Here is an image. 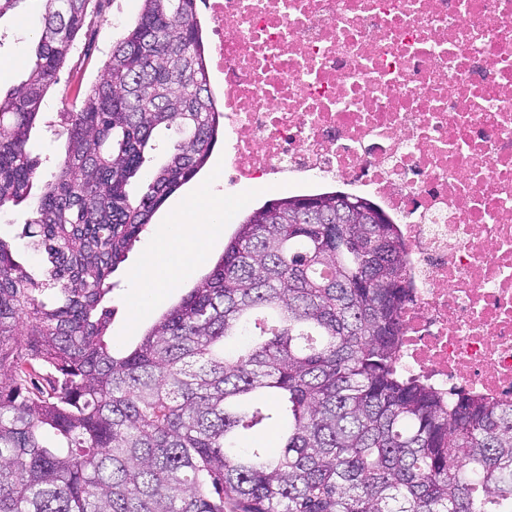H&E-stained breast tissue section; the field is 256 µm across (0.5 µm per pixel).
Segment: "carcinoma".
<instances>
[{
  "label": "carcinoma",
  "instance_id": "cac0c4a2",
  "mask_svg": "<svg viewBox=\"0 0 512 512\" xmlns=\"http://www.w3.org/2000/svg\"><path fill=\"white\" fill-rule=\"evenodd\" d=\"M40 2L30 71L0 93V208L30 203L41 257L36 277L0 237V512H512V409L397 366L406 248L368 198L267 201L139 344L110 347L112 274L224 113L197 0H142L37 182L31 132L101 7ZM174 124L183 139L132 194Z\"/></svg>",
  "mask_w": 512,
  "mask_h": 512
}]
</instances>
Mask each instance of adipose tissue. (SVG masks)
Returning a JSON list of instances; mask_svg holds the SVG:
<instances>
[{
	"label": "adipose tissue",
	"instance_id": "obj_1",
	"mask_svg": "<svg viewBox=\"0 0 512 512\" xmlns=\"http://www.w3.org/2000/svg\"><path fill=\"white\" fill-rule=\"evenodd\" d=\"M189 211L204 210L209 222L198 224H168L159 234L149 259L138 269L136 283L144 298L158 297L173 287L185 266L190 265L194 252L210 238L216 224L214 218L224 211V203L203 196L192 198Z\"/></svg>",
	"mask_w": 512,
	"mask_h": 512
}]
</instances>
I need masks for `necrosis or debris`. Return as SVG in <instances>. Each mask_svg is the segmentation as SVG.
<instances>
[{
  "label": "necrosis or debris",
  "mask_w": 512,
  "mask_h": 512,
  "mask_svg": "<svg viewBox=\"0 0 512 512\" xmlns=\"http://www.w3.org/2000/svg\"><path fill=\"white\" fill-rule=\"evenodd\" d=\"M225 194H368L413 282L397 362L512 407V0H205Z\"/></svg>",
  "instance_id": "obj_1"
}]
</instances>
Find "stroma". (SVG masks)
<instances>
[{"instance_id":"stroma-1","label":"stroma","mask_w":512,"mask_h":512,"mask_svg":"<svg viewBox=\"0 0 512 512\" xmlns=\"http://www.w3.org/2000/svg\"><path fill=\"white\" fill-rule=\"evenodd\" d=\"M142 0H103L102 8L90 11L83 31L59 74L57 85L47 93L41 122L31 134L32 154L39 161L38 173L49 177L56 171L66 148L62 114L78 104L83 95L101 78L113 47L138 18ZM40 27V16L32 0H20L18 6L0 18V88L9 89L25 77L32 60V48ZM206 194L224 196V147L216 145L207 163L188 184L174 193L158 210L147 235L130 251L127 260L113 274L112 305L115 314L108 341L117 349L135 345L146 328L162 312L176 303L205 275L224 252V245L235 230L233 222H224L218 234L209 239L203 256L189 275L179 280L151 303L140 296L134 273L149 253L150 242L163 225L183 220L190 197ZM29 212L23 207L0 209V236L13 240L17 260L31 272H38L40 257L23 236Z\"/></svg>"}]
</instances>
